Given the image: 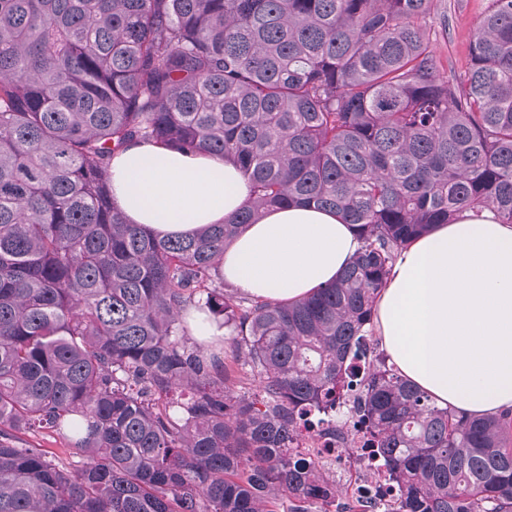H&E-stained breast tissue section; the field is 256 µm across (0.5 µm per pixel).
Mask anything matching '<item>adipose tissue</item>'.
<instances>
[{
	"label": "adipose tissue",
	"mask_w": 512,
	"mask_h": 512,
	"mask_svg": "<svg viewBox=\"0 0 512 512\" xmlns=\"http://www.w3.org/2000/svg\"><path fill=\"white\" fill-rule=\"evenodd\" d=\"M129 223L162 236L223 223L249 199L236 168L207 153L133 143L109 168ZM358 247L335 213L266 211L226 249L225 282L293 302L333 283ZM386 362L438 407L472 417L512 409V224L463 213L401 248L376 305Z\"/></svg>",
	"instance_id": "1"
}]
</instances>
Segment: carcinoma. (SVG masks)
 Segmentation results:
<instances>
[{
    "mask_svg": "<svg viewBox=\"0 0 512 512\" xmlns=\"http://www.w3.org/2000/svg\"><path fill=\"white\" fill-rule=\"evenodd\" d=\"M431 0H0V512H330L291 447L357 389L393 512H512V412L442 409L370 345L398 250L460 213L512 224V0L463 76L420 27ZM206 152L251 195L192 236L126 222L128 145ZM355 227L339 279L274 302L224 292V249L264 210ZM195 307L262 395L187 345ZM49 429L68 459L17 432Z\"/></svg>",
    "mask_w": 512,
    "mask_h": 512,
    "instance_id": "1",
    "label": "carcinoma"
}]
</instances>
